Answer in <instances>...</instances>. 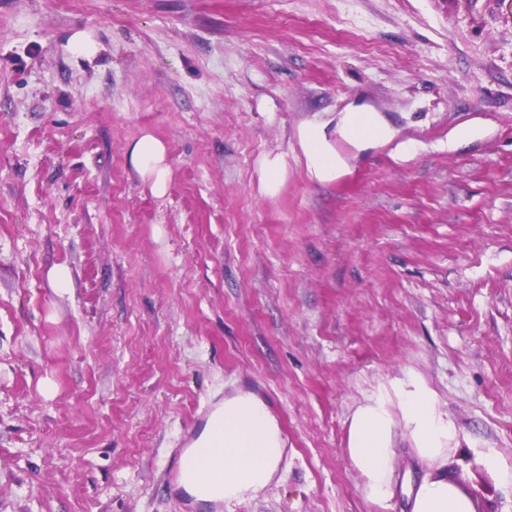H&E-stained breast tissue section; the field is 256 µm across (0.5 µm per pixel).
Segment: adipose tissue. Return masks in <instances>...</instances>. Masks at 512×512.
Segmentation results:
<instances>
[{
	"label": "adipose tissue",
	"mask_w": 512,
	"mask_h": 512,
	"mask_svg": "<svg viewBox=\"0 0 512 512\" xmlns=\"http://www.w3.org/2000/svg\"><path fill=\"white\" fill-rule=\"evenodd\" d=\"M339 132L359 149L393 135L390 126L364 106L344 112ZM299 143L309 177L320 184L334 182L345 162L333 148L326 126H302ZM128 160L154 194L165 192L170 167L167 148L160 140L142 135L131 145ZM399 428L426 466L417 484L406 490L410 512H477L473 493L448 473V455L458 445V428L440 409L437 393L416 375L374 388L351 416L346 451L361 478L365 498L383 503L394 495V433ZM284 449L282 431L266 403L254 393L241 392L213 411L185 456L208 464L223 461L224 487L214 497L230 504L270 483Z\"/></svg>",
	"instance_id": "ef3b65f1"
}]
</instances>
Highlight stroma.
<instances>
[{"label": "stroma", "instance_id": "35a3bbf8", "mask_svg": "<svg viewBox=\"0 0 512 512\" xmlns=\"http://www.w3.org/2000/svg\"><path fill=\"white\" fill-rule=\"evenodd\" d=\"M92 31L94 57L70 34ZM363 104L394 138L311 181L298 132ZM479 138L456 141L459 129ZM150 134L154 195L127 160ZM289 155L276 196L266 154ZM67 268L57 289L50 273ZM414 373L459 429L448 472L512 512V12L498 0H0V512H408L345 452ZM264 400L256 496L163 480L198 416ZM128 160L154 194L162 195L165 192L170 167L167 163V148L160 140L150 134L142 135L131 145Z\"/></svg>", "mask_w": 512, "mask_h": 512}]
</instances>
